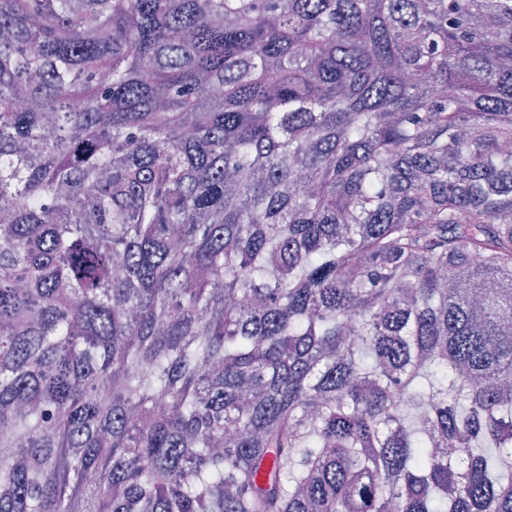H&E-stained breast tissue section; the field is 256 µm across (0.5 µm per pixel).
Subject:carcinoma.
I'll list each match as a JSON object with an SVG mask.
<instances>
[{
    "label": "carcinoma",
    "instance_id": "1",
    "mask_svg": "<svg viewBox=\"0 0 512 512\" xmlns=\"http://www.w3.org/2000/svg\"><path fill=\"white\" fill-rule=\"evenodd\" d=\"M0 512H512V0H0Z\"/></svg>",
    "mask_w": 512,
    "mask_h": 512
}]
</instances>
